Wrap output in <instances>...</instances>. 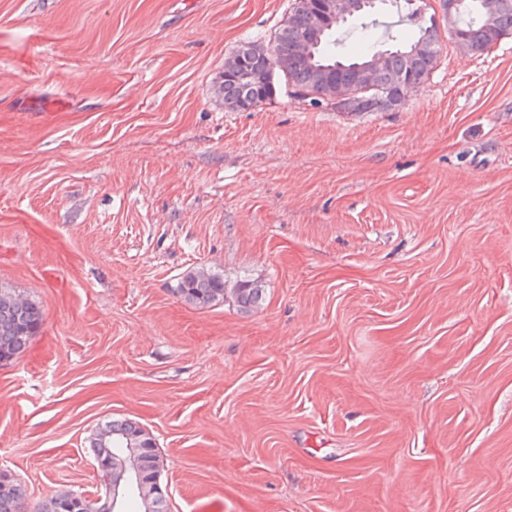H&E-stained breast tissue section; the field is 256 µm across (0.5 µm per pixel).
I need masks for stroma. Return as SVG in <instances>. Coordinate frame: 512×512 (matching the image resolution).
Instances as JSON below:
<instances>
[{
  "label": "stroma",
  "instance_id": "obj_1",
  "mask_svg": "<svg viewBox=\"0 0 512 512\" xmlns=\"http://www.w3.org/2000/svg\"><path fill=\"white\" fill-rule=\"evenodd\" d=\"M294 0H0V288L43 325L0 366V471L96 493L88 439L155 438L171 512H512V35L377 0L327 54L437 27L377 112L231 110ZM206 266L264 293L199 309ZM265 91L256 88L250 91H244L241 85L235 82H224L222 86V93H224V102L233 109H238V102L242 97L251 96L254 101V105L259 104L263 101ZM253 105V106H254ZM174 291L185 303L203 309L223 300L227 288L220 274L199 266L184 273Z\"/></svg>",
  "mask_w": 512,
  "mask_h": 512
}]
</instances>
